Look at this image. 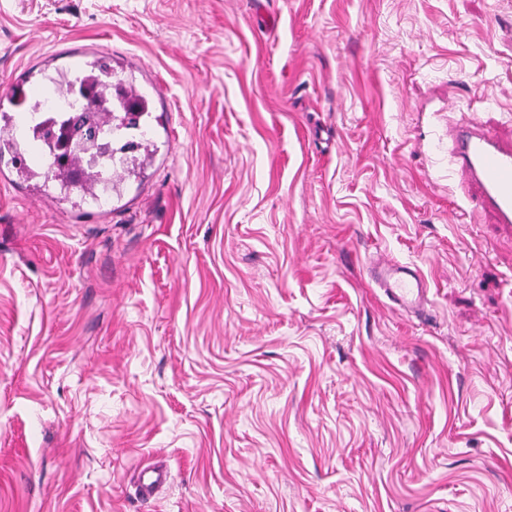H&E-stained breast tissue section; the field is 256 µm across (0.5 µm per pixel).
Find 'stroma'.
I'll use <instances>...</instances> for the list:
<instances>
[{"instance_id": "stroma-1", "label": "stroma", "mask_w": 512, "mask_h": 512, "mask_svg": "<svg viewBox=\"0 0 512 512\" xmlns=\"http://www.w3.org/2000/svg\"><path fill=\"white\" fill-rule=\"evenodd\" d=\"M81 45L148 112L105 206L0 168V512H512V0H0V90ZM452 170L468 188V201L512 224V141L504 142L476 120L453 131ZM372 278L379 288H385L399 309L425 312L429 282L414 266L399 262L387 263L375 267Z\"/></svg>"}]
</instances>
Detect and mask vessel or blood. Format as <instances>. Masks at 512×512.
<instances>
[{"label":"vessel or blood","mask_w":512,"mask_h":512,"mask_svg":"<svg viewBox=\"0 0 512 512\" xmlns=\"http://www.w3.org/2000/svg\"><path fill=\"white\" fill-rule=\"evenodd\" d=\"M451 166L467 185L469 202L512 224V141L501 140L482 123L471 120L453 131ZM372 278L399 309L424 312L429 283L412 265L391 262L375 267Z\"/></svg>","instance_id":"obj_1"}]
</instances>
